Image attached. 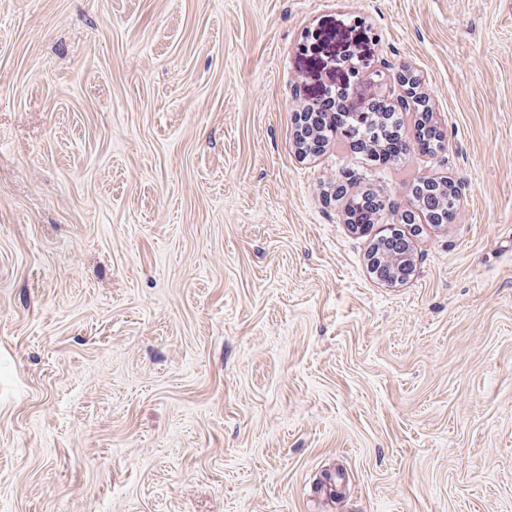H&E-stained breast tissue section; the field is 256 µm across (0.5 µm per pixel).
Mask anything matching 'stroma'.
I'll list each match as a JSON object with an SVG mask.
<instances>
[{
  "label": "stroma",
  "instance_id": "1",
  "mask_svg": "<svg viewBox=\"0 0 512 512\" xmlns=\"http://www.w3.org/2000/svg\"><path fill=\"white\" fill-rule=\"evenodd\" d=\"M331 34L444 150L298 158ZM0 512H512V0H0ZM438 184L439 183H436V182L435 183L422 182V183H418V184L414 185L410 189L409 194H408L407 207L401 213L402 218H403L402 221L405 220L404 221L405 224L406 223L407 224H415L416 223L415 222L416 211H418L416 198L419 197V193L421 191L428 192L429 189L434 188L435 186L437 187ZM420 187H422L423 189L421 190ZM447 196H448V193L446 191L445 192L438 191L434 194H427V195L420 196L417 199L418 207H420V210L422 212H430V213L441 212L445 208V199ZM374 253L375 248L369 255L371 270H375L376 275L384 281L401 282L413 268V253L410 251L406 256L397 255L395 257H389L380 251L375 255Z\"/></svg>",
  "mask_w": 512,
  "mask_h": 512
}]
</instances>
